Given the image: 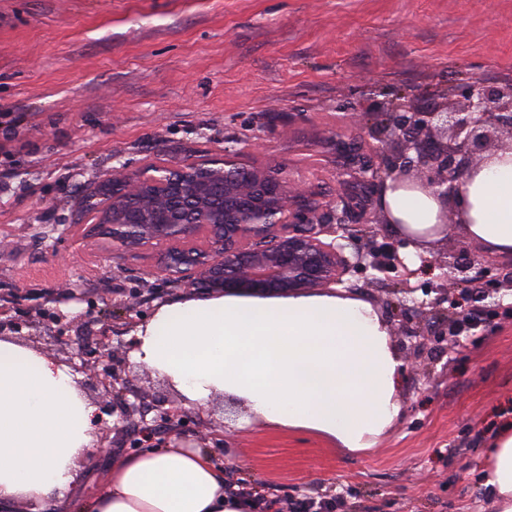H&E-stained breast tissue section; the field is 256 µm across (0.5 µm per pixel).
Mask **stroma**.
<instances>
[{
	"mask_svg": "<svg viewBox=\"0 0 512 512\" xmlns=\"http://www.w3.org/2000/svg\"><path fill=\"white\" fill-rule=\"evenodd\" d=\"M476 77L512 81V0H0V312L113 309V342L177 288L150 255L82 246L73 210L96 177L179 162L264 133L263 162L335 192L330 129L373 95L420 97ZM493 324L430 356L401 350L402 413L376 446L232 423L218 459L244 485L339 512H492L488 444L512 423V291Z\"/></svg>",
	"mask_w": 512,
	"mask_h": 512,
	"instance_id": "35a3bbf8",
	"label": "stroma"
}]
</instances>
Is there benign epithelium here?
<instances>
[{
  "instance_id": "7a95c632",
  "label": "benign epithelium",
  "mask_w": 512,
  "mask_h": 512,
  "mask_svg": "<svg viewBox=\"0 0 512 512\" xmlns=\"http://www.w3.org/2000/svg\"><path fill=\"white\" fill-rule=\"evenodd\" d=\"M361 116L350 133L329 137L336 153L332 202L290 183L285 165L251 159L249 151L263 140L254 132L244 146H226L206 158L151 161L135 171L112 168L95 181V194L81 200L77 224L103 252L154 250L149 276L190 294L290 295L341 286L344 276L359 273L399 296L390 314L402 341L430 354L458 346L459 336L473 327L472 303L498 293L503 283L494 288L482 272L470 276V266L453 262L449 268L462 284L453 293L442 284L411 286L410 278L431 261L422 256L419 268L411 269L399 249L412 240L377 241L375 225L391 220L372 193L412 185L442 201V223H461L464 174L499 151H512V82L468 78L423 100L393 94L371 100ZM353 225L361 244L352 242ZM399 269L402 278L393 276ZM419 290L422 300L414 297ZM110 333L98 331L94 348L78 346L70 356L75 371L88 369L92 354L107 360L89 378L99 395L94 422L116 417L99 432L100 457L111 452L112 433L122 436L134 427L135 447L153 448L157 424L178 436L189 417L175 400L130 388L126 361L115 357Z\"/></svg>"
}]
</instances>
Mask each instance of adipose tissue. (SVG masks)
<instances>
[{"label": "adipose tissue", "mask_w": 512, "mask_h": 512, "mask_svg": "<svg viewBox=\"0 0 512 512\" xmlns=\"http://www.w3.org/2000/svg\"><path fill=\"white\" fill-rule=\"evenodd\" d=\"M399 230L431 241L441 202L416 189L382 197ZM462 230L512 255V152L467 179ZM134 364L168 378L188 404L216 395L241 402L264 425L321 437L348 451L375 448L401 413L403 363L373 305L325 291L284 297L212 295L159 304L138 324ZM94 409L72 372L28 346L0 340V506L43 503L70 491L78 460L95 454ZM485 481L496 512H512V426L490 439ZM232 492L205 451L171 442L113 460L80 512H256Z\"/></svg>", "instance_id": "obj_1"}]
</instances>
